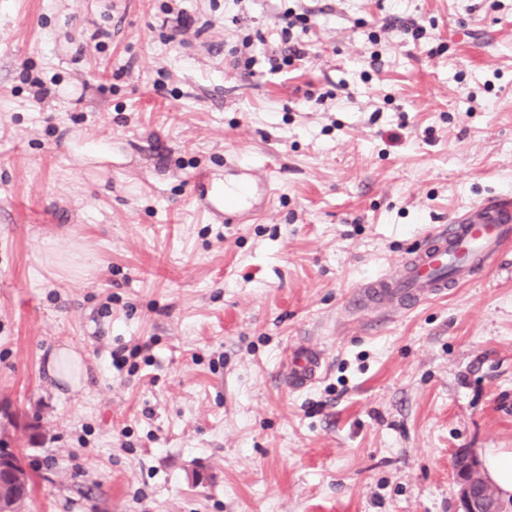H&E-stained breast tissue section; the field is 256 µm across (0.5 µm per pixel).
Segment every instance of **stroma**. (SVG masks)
<instances>
[{
  "instance_id": "stroma-1",
  "label": "stroma",
  "mask_w": 512,
  "mask_h": 512,
  "mask_svg": "<svg viewBox=\"0 0 512 512\" xmlns=\"http://www.w3.org/2000/svg\"><path fill=\"white\" fill-rule=\"evenodd\" d=\"M173 5L203 31L169 40ZM287 9L307 58L244 76L243 39L261 57ZM234 155L273 189L246 224L212 221L193 182ZM498 196L512 0H0L20 512H458L455 456L512 448V248L409 312L347 306ZM302 344L323 370L293 391ZM64 345L75 390L47 373ZM322 366V355L319 351L299 347L288 354L282 378L289 388L302 390L319 379Z\"/></svg>"
}]
</instances>
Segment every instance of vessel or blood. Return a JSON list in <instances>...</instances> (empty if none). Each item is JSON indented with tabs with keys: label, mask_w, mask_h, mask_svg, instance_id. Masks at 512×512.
<instances>
[{
	"label": "vessel or blood",
	"mask_w": 512,
	"mask_h": 512,
	"mask_svg": "<svg viewBox=\"0 0 512 512\" xmlns=\"http://www.w3.org/2000/svg\"><path fill=\"white\" fill-rule=\"evenodd\" d=\"M239 174L236 182L222 186L213 184L208 172L195 176L196 185L207 198V211L227 224L260 212L262 201L271 193L269 181L257 178L249 164L240 163ZM511 244L512 201L488 200L428 235L423 246L400 257L390 271L356 289L351 307L364 314L381 309L411 311L448 289L470 282ZM322 366L319 351L300 347L290 351L282 378L289 388L302 390L318 380Z\"/></svg>",
	"instance_id": "b4317fda"
}]
</instances>
